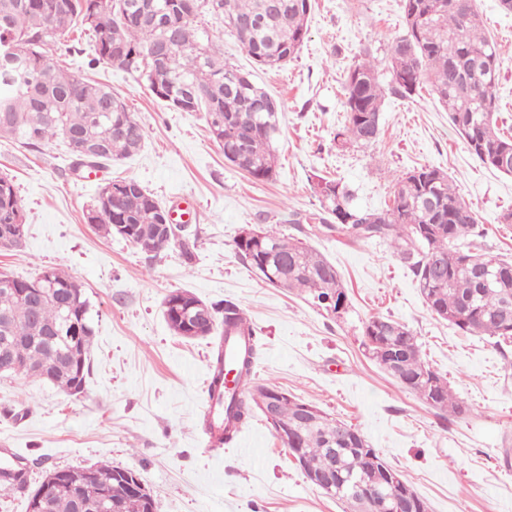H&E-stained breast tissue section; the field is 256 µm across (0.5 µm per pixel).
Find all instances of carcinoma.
<instances>
[{"label": "carcinoma", "mask_w": 512, "mask_h": 512, "mask_svg": "<svg viewBox=\"0 0 512 512\" xmlns=\"http://www.w3.org/2000/svg\"><path fill=\"white\" fill-rule=\"evenodd\" d=\"M265 0H0V138L36 148L53 138L96 144L93 156L69 153L74 166L101 167L137 152L144 138L141 121L128 112L112 88L87 81L60 68L44 51L48 39L74 26L93 42L89 65L137 71L154 95L178 112H204L212 139L224 150L245 143L233 165L257 181L276 173L273 141L279 132L282 106L263 111L258 98L268 96L258 84H243L240 70L224 63L213 50L223 32L213 31L201 16L208 12L229 29L259 68L281 67L298 54L307 36L311 0H288V10L271 11L262 24L243 21L262 12ZM405 34L390 46L389 80L382 84L369 62L345 74V124L336 131V148L374 141L380 132L385 95L406 99L425 84L448 109L469 152L482 164L497 168L499 152L512 138L496 124L492 88L499 78L501 51L488 36L475 0H402ZM322 212L316 220L350 241L380 239L394 244L395 253L412 271L428 308L465 334L512 336V262L479 254L461 246L477 236L473 211L460 197L447 173L422 166L395 179L393 203L383 211L365 210L353 202L352 190L340 181L320 180ZM116 201L96 200L85 222L106 236L115 225H126L123 238L145 242L146 255L178 251L184 264H194L196 237L183 224L172 225L162 237L156 225L165 208L137 180L112 182ZM26 216L11 179L0 177V227L24 224ZM265 251L250 242H235L240 259L250 268L268 264L278 285L298 290L326 308L323 300L346 303L345 286L335 267L294 237L260 230ZM55 288L36 293L26 278L0 283V342L10 338L11 362L28 369H45L48 381L71 395L83 393L90 371L93 330L88 302L74 295L79 285L52 270ZM214 330L229 340L249 337L238 359L237 372L248 377L259 356V343L243 311L231 302L212 305ZM62 337H52V330ZM363 336L401 346L400 369L405 380L391 378L424 403L454 418L464 417V401L448 380L420 355L416 336L403 323L373 317ZM271 387L247 382L240 393L226 398V419L207 424L221 444L235 441L255 415H263L255 393ZM304 401L290 395L280 407L281 420L292 423ZM350 426L323 410L297 443L288 446L304 473L320 472L330 449H336L345 470L366 482L378 483L389 464L362 439L349 445ZM137 473L106 463L94 466V485L112 493L118 512H155L135 489ZM26 482L24 469L0 471V492ZM46 512H99L94 498L78 506L68 482L57 483Z\"/></svg>", "instance_id": "1"}]
</instances>
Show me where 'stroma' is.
Segmentation results:
<instances>
[{"label":"stroma","instance_id":"stroma-1","mask_svg":"<svg viewBox=\"0 0 512 512\" xmlns=\"http://www.w3.org/2000/svg\"><path fill=\"white\" fill-rule=\"evenodd\" d=\"M477 3L501 49L497 124L512 129V12L499 0ZM311 4L307 37L285 67L256 68L229 34L218 46L225 62L251 73L282 104L277 172L267 182L225 162L203 113L170 109L139 73L89 67L92 43L81 27L47 42L46 54L61 68L109 85L143 122L145 139L138 153L91 181L71 171L61 139L36 148L0 139V174L12 178L27 224L22 250H0V274L65 272L90 303L93 329L80 395L0 375V448L16 449L27 472L24 488L0 494V512H28V495L48 472L100 462L136 471L156 512H345L307 481L262 417L234 444L207 451L202 410L219 337L187 339L170 330L163 300L174 290L236 303L262 343L253 382L358 430L429 512H512V339L467 335L436 319L389 242L352 243L313 219L319 179H340L362 207L380 211L391 203L397 175L427 165L448 173L475 213L481 235L474 246L512 256V223L502 220L512 212V176L468 152L426 88L410 99L386 96L376 140L337 149L344 75L367 59L386 76L391 42L404 33L401 0ZM120 177L137 179L166 209H191L193 267L171 250L147 259L133 243L86 224L99 190ZM249 225L276 228L323 254L346 287V311L331 315L244 265L234 242ZM378 316L410 328L422 359L468 406L464 418L430 408L369 357L362 326Z\"/></svg>","mask_w":512,"mask_h":512}]
</instances>
